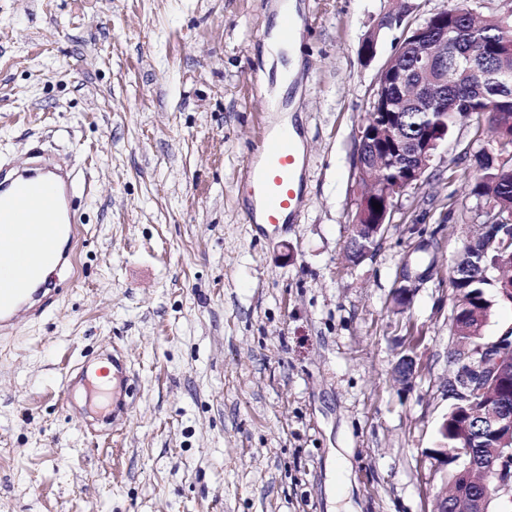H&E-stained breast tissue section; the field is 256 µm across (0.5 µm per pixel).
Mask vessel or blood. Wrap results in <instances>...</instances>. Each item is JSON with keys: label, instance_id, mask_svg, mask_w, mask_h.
Segmentation results:
<instances>
[{"label": "vessel or blood", "instance_id": "obj_1", "mask_svg": "<svg viewBox=\"0 0 512 512\" xmlns=\"http://www.w3.org/2000/svg\"><path fill=\"white\" fill-rule=\"evenodd\" d=\"M301 151L295 138L278 126H266L252 153L245 195L259 207L266 224L278 226L302 202L298 171ZM77 182L46 159L28 166L18 178L0 174V331L19 313H42L55 300L52 289L33 288L43 267L61 265V242H74L78 227L65 221L63 209Z\"/></svg>", "mask_w": 512, "mask_h": 512}]
</instances>
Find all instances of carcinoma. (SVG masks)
Segmentation results:
<instances>
[{
  "mask_svg": "<svg viewBox=\"0 0 512 512\" xmlns=\"http://www.w3.org/2000/svg\"><path fill=\"white\" fill-rule=\"evenodd\" d=\"M427 33H435L448 42V77L464 72L470 63L472 50L485 63L488 77L475 90L448 87L445 107L435 112L410 110L401 115L403 128L419 136L436 125L453 131L460 118L476 121L477 129L488 126L493 134L492 145L481 147L472 154L470 175L473 180L470 194L481 201L493 202L500 222H512V15L490 16L481 21L471 12L448 17L445 21H425ZM388 111L384 96L371 102L363 127L371 128L380 121V113ZM501 261V255L482 248L478 243L458 265L451 280L456 294L452 323L477 330L479 319H488L492 301L488 289L501 293V286L483 278V270ZM456 414L448 411V434H439L442 447L455 452L465 450L473 459L482 456V449L492 446V437L476 430L463 435L454 427Z\"/></svg>",
  "mask_w": 512,
  "mask_h": 512,
  "instance_id": "obj_1",
  "label": "carcinoma"
}]
</instances>
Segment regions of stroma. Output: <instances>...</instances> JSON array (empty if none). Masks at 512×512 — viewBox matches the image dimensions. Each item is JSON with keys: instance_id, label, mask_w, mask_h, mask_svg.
Masks as SVG:
<instances>
[{"instance_id": "35a3bbf8", "label": "stroma", "mask_w": 512, "mask_h": 512, "mask_svg": "<svg viewBox=\"0 0 512 512\" xmlns=\"http://www.w3.org/2000/svg\"><path fill=\"white\" fill-rule=\"evenodd\" d=\"M295 2L302 67L282 102L305 192L275 229L249 223L243 197L275 118L278 0H0V169L43 155L90 184L54 303L0 333V512H433L451 268L491 134L458 124L356 265L355 142L403 37L385 16H507L512 0ZM116 351L117 424L86 385ZM406 354L417 373L401 382Z\"/></svg>"}]
</instances>
